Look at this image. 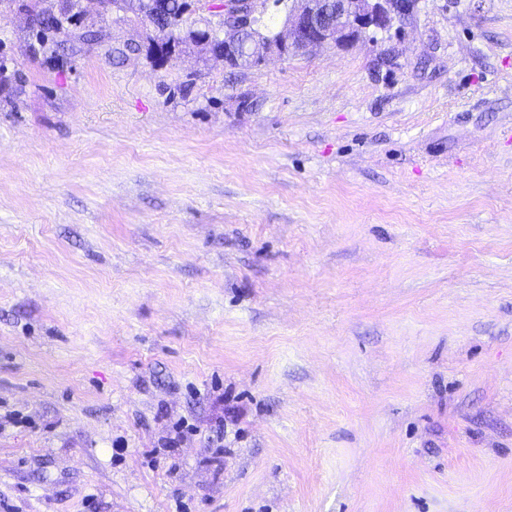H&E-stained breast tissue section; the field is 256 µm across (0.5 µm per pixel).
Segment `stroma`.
<instances>
[{
    "label": "stroma",
    "mask_w": 512,
    "mask_h": 512,
    "mask_svg": "<svg viewBox=\"0 0 512 512\" xmlns=\"http://www.w3.org/2000/svg\"><path fill=\"white\" fill-rule=\"evenodd\" d=\"M61 6L0 0V512H512V0L235 70ZM65 5L60 11L48 16L36 17L32 19V32L42 44L48 40L49 35L60 30L67 24L75 26L73 40L80 45H99L105 40V32L102 27H92L86 30L76 27L80 16L79 0H65Z\"/></svg>",
    "instance_id": "35a3bbf8"
}]
</instances>
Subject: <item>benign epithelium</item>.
<instances>
[{
  "label": "benign epithelium",
  "mask_w": 512,
  "mask_h": 512,
  "mask_svg": "<svg viewBox=\"0 0 512 512\" xmlns=\"http://www.w3.org/2000/svg\"><path fill=\"white\" fill-rule=\"evenodd\" d=\"M260 0H223L218 30L209 29L200 39L202 53L224 60L232 66L240 62L263 63L271 56L286 59L298 52H312L325 45L349 46L370 29L387 30L396 21H404L417 6V0H291L283 19L285 33L264 39L258 30L263 14ZM101 11L115 14L131 12L145 23L160 12L159 0L143 4L129 0H98ZM150 55L166 59L178 45L153 36L147 41Z\"/></svg>",
  "instance_id": "benign-epithelium-1"
}]
</instances>
